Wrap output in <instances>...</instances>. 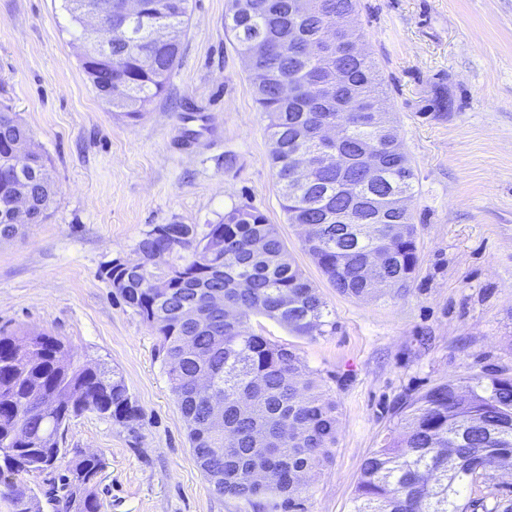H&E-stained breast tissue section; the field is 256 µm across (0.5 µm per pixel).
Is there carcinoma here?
Listing matches in <instances>:
<instances>
[{
  "label": "carcinoma",
  "instance_id": "carcinoma-1",
  "mask_svg": "<svg viewBox=\"0 0 512 512\" xmlns=\"http://www.w3.org/2000/svg\"><path fill=\"white\" fill-rule=\"evenodd\" d=\"M106 2L101 23H126L124 0H64L85 35L84 16ZM127 38L112 39L106 57L81 61L104 104L135 122L162 99L182 59L188 0H141ZM357 0H227L224 28L251 62L256 103L268 117L270 161L291 224H307L303 250L344 295L376 297L407 291L417 265L410 200L414 179L381 82L366 54L354 55ZM157 26L174 31L152 38ZM295 95L287 99L281 87ZM334 125L351 164L337 167L316 135ZM31 137L9 109H0V165L11 143ZM311 153L308 179L295 181L293 153ZM377 152L380 175L365 181L358 158ZM37 170L0 181V232L12 224L11 200L28 196L33 223L52 213L58 188L47 157ZM157 225L137 244L134 264L101 270L123 281L116 297L158 331L162 367L186 423L197 466L217 494L245 500L259 512H301L310 472L336 446V402L325 397L308 366L290 348L253 333L263 315L298 336L336 331L325 302L288 257L276 225L251 206L235 207L198 232L170 224L173 247L164 264L145 260L157 249ZM263 241L264 248L254 243ZM169 278V288L150 287ZM224 290V308L199 331L184 312L205 305L208 289ZM224 400V428L208 432L209 397ZM95 411L130 426L141 415L124 379L108 366L80 361L60 338L20 328L0 333V512H43L37 493L13 489L11 476L40 475L64 465L61 497L72 512H100L96 491L105 467L99 454L61 447L71 420ZM512 466V376L504 372L449 380L405 403L397 430L364 460L353 512H512V499L487 485Z\"/></svg>",
  "mask_w": 512,
  "mask_h": 512
}]
</instances>
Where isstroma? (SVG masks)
<instances>
[{
  "label": "stroma",
  "instance_id": "1",
  "mask_svg": "<svg viewBox=\"0 0 512 512\" xmlns=\"http://www.w3.org/2000/svg\"><path fill=\"white\" fill-rule=\"evenodd\" d=\"M225 4L189 0L168 95L130 122L86 80L63 0H0V106L30 128L58 186L48 221L0 239V332H50L123 376L141 412L136 428L87 411L66 435L67 447L105 459L100 512H253L210 491L154 327L99 271L134 257L155 225L258 209L336 322L335 333L299 337L260 315L249 321L294 349L338 406L333 457L302 503L305 512H351L362 464L406 398L448 380L512 374V0L358 2L362 47L415 173L419 266L407 292L376 299L340 294L288 223L268 118L224 27Z\"/></svg>",
  "mask_w": 512,
  "mask_h": 512
}]
</instances>
